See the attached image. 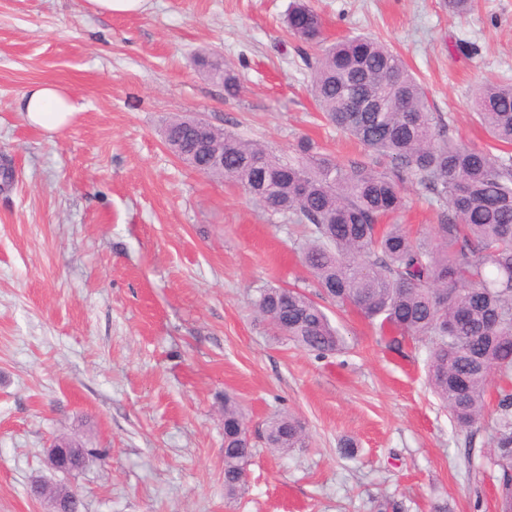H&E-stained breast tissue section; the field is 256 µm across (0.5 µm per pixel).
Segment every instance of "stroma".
Wrapping results in <instances>:
<instances>
[{"instance_id":"stroma-1","label":"stroma","mask_w":512,"mask_h":512,"mask_svg":"<svg viewBox=\"0 0 512 512\" xmlns=\"http://www.w3.org/2000/svg\"><path fill=\"white\" fill-rule=\"evenodd\" d=\"M292 0H147L101 17L85 0H0V512H42L33 478L76 491L80 512H500L484 425L459 427L431 391L425 352L392 351L368 321L328 305L346 350L320 357L254 313L258 288L309 289L300 228L244 191L181 164L163 143L175 116L293 154L307 136L338 161H388L317 111L289 36ZM329 40L394 48L463 144L499 154L472 92L512 81V0H308ZM232 63L226 99L195 55ZM39 81L84 109L49 135L17 109ZM399 223L423 231L435 202L404 185ZM243 408L254 455L224 498V397ZM306 448H267L275 414ZM61 436L107 449L79 473L50 470Z\"/></svg>"}]
</instances>
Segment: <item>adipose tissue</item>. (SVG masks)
I'll return each mask as SVG.
<instances>
[{"instance_id": "1", "label": "adipose tissue", "mask_w": 512, "mask_h": 512, "mask_svg": "<svg viewBox=\"0 0 512 512\" xmlns=\"http://www.w3.org/2000/svg\"><path fill=\"white\" fill-rule=\"evenodd\" d=\"M19 110L29 125L54 134L70 126L82 107L63 86L40 82L22 94Z\"/></svg>"}]
</instances>
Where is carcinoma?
Wrapping results in <instances>:
<instances>
[{"instance_id":"1","label":"carcinoma","mask_w":512,"mask_h":512,"mask_svg":"<svg viewBox=\"0 0 512 512\" xmlns=\"http://www.w3.org/2000/svg\"><path fill=\"white\" fill-rule=\"evenodd\" d=\"M289 35L320 53L310 64L311 93L325 118L390 166L376 171L362 160L335 162L308 139L281 157L264 144L217 128L224 165L211 162L186 119L163 132L193 170L240 185L252 200L304 224L302 263L325 298L355 308L397 349L407 340L426 348L433 392L461 427L485 421L486 395L495 385L488 423L499 468L502 512H512V154L493 157L449 135V123L432 111L427 93L398 52L359 35L327 42L321 17L304 0L287 16ZM198 63L241 92L238 73L220 55ZM381 103L377 112H353L351 100ZM478 122L496 141L512 145V83L484 82L475 90ZM417 181L438 205V223L412 234L387 223L405 207L406 179ZM254 312L277 332L318 356L346 348L323 306L298 288L256 290ZM245 415L224 395V497L246 485L252 446ZM266 444L286 454L306 447L302 423L284 413L270 419Z\"/></svg>"}]
</instances>
